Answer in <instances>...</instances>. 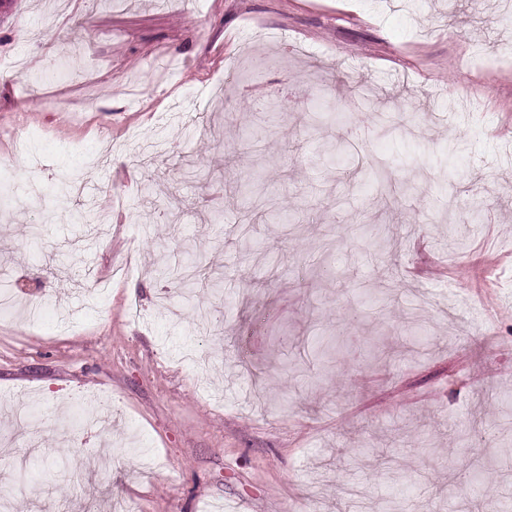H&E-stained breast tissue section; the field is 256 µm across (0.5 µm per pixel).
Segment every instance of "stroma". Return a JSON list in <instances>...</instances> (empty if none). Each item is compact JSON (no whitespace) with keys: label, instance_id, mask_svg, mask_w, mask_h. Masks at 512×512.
<instances>
[{"label":"stroma","instance_id":"35a3bbf8","mask_svg":"<svg viewBox=\"0 0 512 512\" xmlns=\"http://www.w3.org/2000/svg\"><path fill=\"white\" fill-rule=\"evenodd\" d=\"M500 2L458 0L453 19L448 0L0 7V52L20 61L0 80V162L17 186L42 184L0 208V268L20 284L0 315L15 512L102 495L125 512L512 505ZM255 134L262 156L240 153ZM159 140L162 158L140 164ZM482 253L488 301L468 276ZM429 256L452 276H411ZM163 261L223 278L197 298L220 337L193 309L168 316ZM476 413L501 434L474 431Z\"/></svg>","mask_w":512,"mask_h":512}]
</instances>
